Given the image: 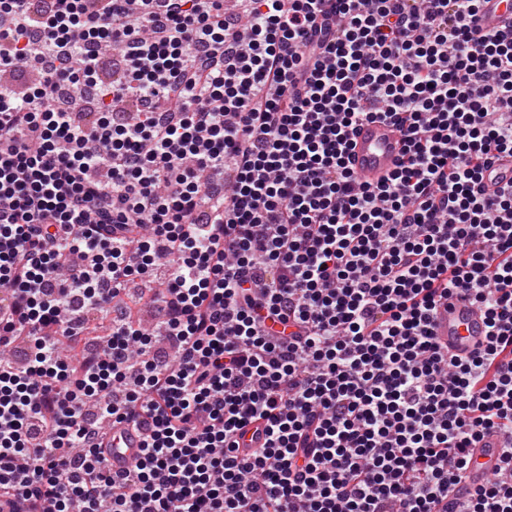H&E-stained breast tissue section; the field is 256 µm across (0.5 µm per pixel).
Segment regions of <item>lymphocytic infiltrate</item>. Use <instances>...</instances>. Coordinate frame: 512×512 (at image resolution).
Listing matches in <instances>:
<instances>
[{"label":"lymphocytic infiltrate","instance_id":"1","mask_svg":"<svg viewBox=\"0 0 512 512\" xmlns=\"http://www.w3.org/2000/svg\"><path fill=\"white\" fill-rule=\"evenodd\" d=\"M481 0H0V504L9 512H512V27ZM123 66L100 82L107 47ZM96 86L94 120L62 93ZM401 128L378 185L346 165ZM157 335L115 311L134 280ZM471 299L482 348L438 305ZM88 312L112 335L71 362ZM162 337L173 360L153 354ZM147 431L136 465L99 451ZM263 421L249 458L237 438ZM508 0H484L481 17V29L492 31L498 29L508 18H512V5ZM351 139L347 162L355 179L361 183H379L390 176L403 159L404 137L389 121H364L356 127ZM512 182V157L502 156L484 171L481 190L486 196L494 195L504 184ZM451 303L438 307L432 321L433 336L453 353L465 356L485 342L484 315L470 299L455 298ZM140 432L127 422H112L103 434V455L112 467V472H123L131 468L140 456L143 442ZM474 446L471 448L470 468L466 478L457 486L454 497L459 492L479 486L485 479L492 477L499 466V452L502 444L497 435H485ZM452 498H448V512H451L449 503Z\"/></svg>","mask_w":512,"mask_h":512}]
</instances>
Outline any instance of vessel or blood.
<instances>
[{
    "mask_svg": "<svg viewBox=\"0 0 512 512\" xmlns=\"http://www.w3.org/2000/svg\"><path fill=\"white\" fill-rule=\"evenodd\" d=\"M481 28L498 29L512 17V0H484ZM405 152L402 133L391 122L370 120L360 123L352 134L347 155L349 168L357 181L377 184L390 176L399 166ZM512 182V157L504 156L484 171L481 190L494 195L504 184ZM485 319L482 311L470 300L456 299L440 305L432 321V332L438 340L459 355H467L485 340ZM103 455L113 471L131 468L140 455L143 437L131 424L113 423L103 434ZM501 440L488 434L471 450L472 460L460 490H471L495 473L499 465Z\"/></svg>",
    "mask_w": 512,
    "mask_h": 512,
    "instance_id": "b4317fda",
    "label": "vessel or blood"
}]
</instances>
